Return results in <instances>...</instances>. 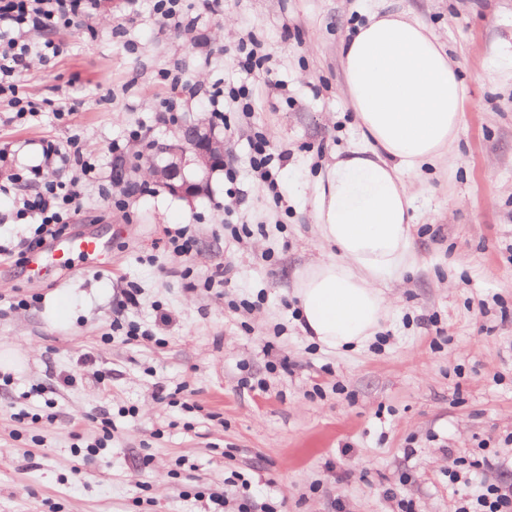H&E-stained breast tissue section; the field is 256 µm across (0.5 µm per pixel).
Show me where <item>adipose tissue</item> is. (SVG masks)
I'll list each match as a JSON object with an SVG mask.
<instances>
[{"label":"adipose tissue","mask_w":512,"mask_h":512,"mask_svg":"<svg viewBox=\"0 0 512 512\" xmlns=\"http://www.w3.org/2000/svg\"><path fill=\"white\" fill-rule=\"evenodd\" d=\"M341 65L362 136L313 186L328 254L299 271L295 288L303 332L337 350L373 341L390 315L384 289L416 263L411 187L446 159L469 95L439 37L390 0L344 41Z\"/></svg>","instance_id":"1"}]
</instances>
